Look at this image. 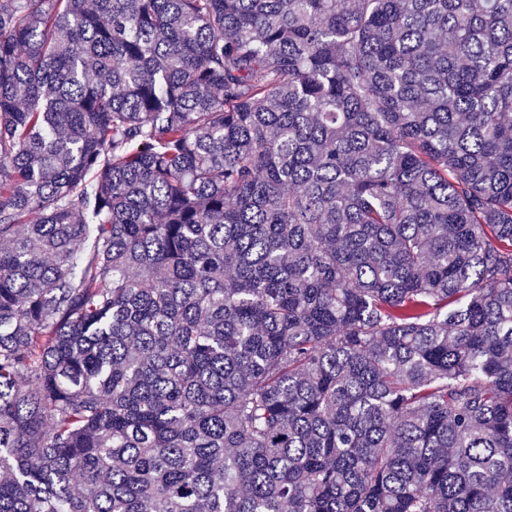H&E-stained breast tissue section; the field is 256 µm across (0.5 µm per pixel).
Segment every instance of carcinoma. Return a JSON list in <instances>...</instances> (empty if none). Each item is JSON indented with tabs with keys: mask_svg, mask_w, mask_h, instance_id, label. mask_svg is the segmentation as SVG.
<instances>
[{
	"mask_svg": "<svg viewBox=\"0 0 512 512\" xmlns=\"http://www.w3.org/2000/svg\"><path fill=\"white\" fill-rule=\"evenodd\" d=\"M0 512H512V0H0Z\"/></svg>",
	"mask_w": 512,
	"mask_h": 512,
	"instance_id": "carcinoma-1",
	"label": "carcinoma"
}]
</instances>
